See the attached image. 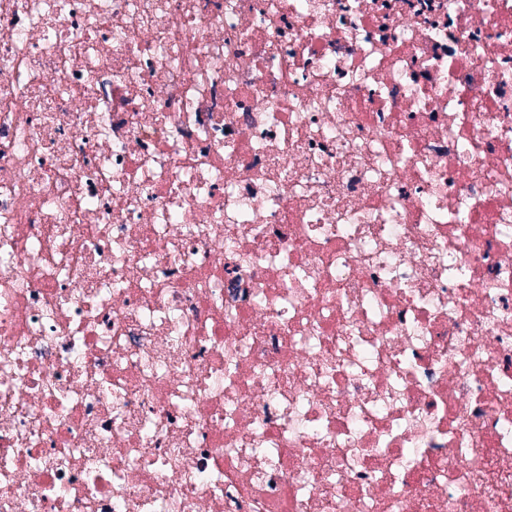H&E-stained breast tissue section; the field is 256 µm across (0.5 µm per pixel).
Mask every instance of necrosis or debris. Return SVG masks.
I'll return each mask as SVG.
<instances>
[{
	"label": "necrosis or debris",
	"mask_w": 512,
	"mask_h": 512,
	"mask_svg": "<svg viewBox=\"0 0 512 512\" xmlns=\"http://www.w3.org/2000/svg\"><path fill=\"white\" fill-rule=\"evenodd\" d=\"M0 512H512V0H0Z\"/></svg>",
	"instance_id": "4bbe7bcc"
}]
</instances>
